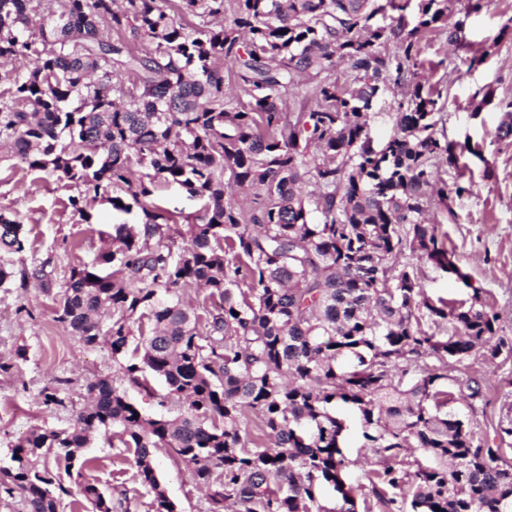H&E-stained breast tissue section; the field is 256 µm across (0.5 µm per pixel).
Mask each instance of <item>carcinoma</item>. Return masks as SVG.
Masks as SVG:
<instances>
[{
  "label": "carcinoma",
  "mask_w": 512,
  "mask_h": 512,
  "mask_svg": "<svg viewBox=\"0 0 512 512\" xmlns=\"http://www.w3.org/2000/svg\"><path fill=\"white\" fill-rule=\"evenodd\" d=\"M169 2L0 0V67L32 63L0 75V144L83 186L70 198L82 214L98 200L142 214L115 226L112 272L71 271L59 321L116 358L147 318L142 359L122 379L141 385L149 371L185 401L175 418L147 417L117 381H91L72 428L12 448L0 493L26 512H63L76 494L113 512L112 494L82 480L79 451L119 425L154 512H175L152 461L162 447L207 488V512H354L340 411L350 406L383 462L367 475L382 512H512V461L444 411L455 395L442 384L448 359L502 354L498 315L477 289L465 308L433 302L399 262L407 252L462 276L425 217L431 198L446 206L465 191L434 170L457 145L439 127L441 92L414 71L419 40L448 27L453 0H419L411 19L388 0L400 14L387 25L373 23L378 0H179L174 12ZM388 42L398 51L383 53ZM226 62L240 97L224 90ZM390 79L404 92L378 145L369 112ZM300 87L313 103L293 112L287 96ZM161 184L203 201L186 246L174 247L173 214L155 203ZM2 250L23 252L25 236L0 212ZM15 276L51 285L43 266L0 263V287ZM191 285L222 306L183 301ZM425 317L453 334L423 330ZM247 410L266 441L243 429ZM416 452L411 486L405 454ZM49 454L72 485L30 465Z\"/></svg>",
  "instance_id": "obj_1"
}]
</instances>
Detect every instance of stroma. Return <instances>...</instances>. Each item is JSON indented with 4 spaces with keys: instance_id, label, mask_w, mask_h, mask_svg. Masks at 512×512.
I'll return each instance as SVG.
<instances>
[{
    "instance_id": "obj_1",
    "label": "stroma",
    "mask_w": 512,
    "mask_h": 512,
    "mask_svg": "<svg viewBox=\"0 0 512 512\" xmlns=\"http://www.w3.org/2000/svg\"><path fill=\"white\" fill-rule=\"evenodd\" d=\"M457 29V45L448 32ZM418 78L440 90L446 102L445 128L449 140L460 144L454 164H441L444 179L459 181L465 192L453 198L450 210L431 209L440 243L453 253L470 279L421 267L426 295L461 305L473 288L499 315L498 336L512 343V137L499 136L502 107L512 102V0H483L479 11L457 0L447 27L425 34L417 56ZM491 104H483L485 93ZM79 187L43 171L29 169L0 152V212L22 224L27 238L24 252L7 255L15 266L47 264L52 289L39 282L27 287H0V466L10 465L12 448L30 433L72 427L87 403L86 385L112 378L126 360L139 359L127 351L113 357L108 345L90 348L58 320V291L72 268L98 264L112 253L113 227L137 224L140 210L125 214L111 206L91 203L86 214L69 204ZM478 382L479 396L469 405L453 403L465 413L485 447L511 448L512 355L491 360L474 352L463 360H449L450 389ZM56 384L62 405H46L43 391ZM349 429L345 454L353 464L346 473L356 503L372 500L366 478L379 458L363 447L361 426L353 410H346ZM121 430L111 427L94 433L82 450L90 464L86 480L111 492L117 512H152L153 494L138 476L132 449L123 447ZM156 474L176 512H204L206 490L190 477L186 465L165 450L154 456Z\"/></svg>"
}]
</instances>
